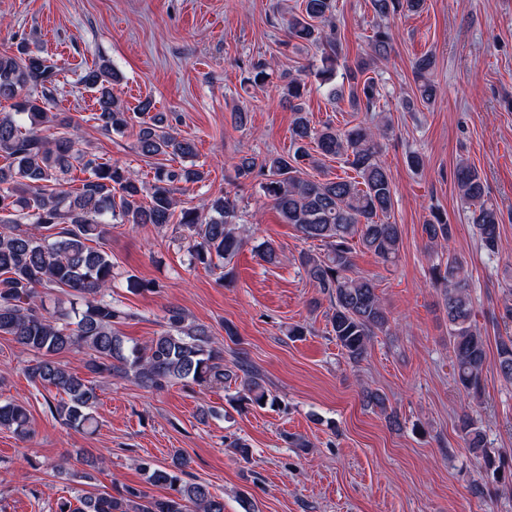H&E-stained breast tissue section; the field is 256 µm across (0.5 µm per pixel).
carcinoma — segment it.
<instances>
[{"instance_id":"1","label":"carcinoma","mask_w":512,"mask_h":512,"mask_svg":"<svg viewBox=\"0 0 512 512\" xmlns=\"http://www.w3.org/2000/svg\"><path fill=\"white\" fill-rule=\"evenodd\" d=\"M426 0H370L379 19L368 36L370 58L354 66L342 62V44L334 23L336 0H301L299 12L285 22L284 44L295 42L320 52V65L312 69L331 103L347 101L359 112H372L385 97V83L365 73L385 60L393 48V33L384 21L424 9ZM436 59L431 53L416 58V96L402 107L435 101L439 87L432 78ZM270 66L253 59L244 82L262 88ZM58 71L49 59L21 48L0 52V101H13V112L0 113V333L12 337L23 353L37 355L26 367L30 381L58 398L46 400L50 414L63 424L82 430L97 427V396L91 381L59 361L67 354L82 356L86 374L130 378L144 388L162 391L174 384L222 388L240 381L233 400L258 407L276 403L258 371L245 358L224 363V351L213 346L207 327L189 323L181 309L166 312L163 330L144 344L120 335L117 324L128 314L112 300V259L99 242L116 224H177L187 232L191 262L215 267L232 258L242 240L239 198L230 190L197 206H179L175 192L206 178L194 161L193 141L181 135L162 112L152 113L145 98L130 112L114 91L117 75L105 62L87 68L80 83L96 93L91 119L106 132L122 133L138 122L134 151L143 157L180 158L175 168L158 163L154 168L149 202L142 201L143 183L128 168L78 147L79 125L58 113L46 111L57 91ZM285 96L293 120L287 154L258 160L242 154L234 164L235 179H258L260 188L282 221L294 225L306 239L322 243L323 252L303 251L295 258L298 270L329 302L330 333L346 358L360 362L373 338L389 333L386 308L375 282L353 271L355 245L383 263L398 256L400 226L390 221L395 188L391 171L379 160L380 140L391 125L382 115L350 128L326 122L316 128L304 109L307 82L301 75L286 76ZM316 152H311L310 145ZM344 162L355 176L312 180L307 168L318 166L315 154ZM78 169L86 174L78 187L59 188L64 176ZM454 184L461 200L471 207L469 220L480 251L488 258L501 247V211L485 199L479 171L460 161ZM426 248L432 252L451 241L455 225L448 216L430 210L422 227ZM97 246H92V243ZM431 279L440 290L448 318V343L452 348L457 385L466 393H481L488 367L487 341L474 321V304L464 261L450 254L432 265ZM60 289L72 296L69 305L45 307L38 288ZM495 367L512 384V336L497 340ZM363 401L387 414L389 426L398 427L397 415L387 412L386 397L362 391ZM0 428L21 439L31 437L29 410L14 401H0ZM458 432L465 447L502 485L512 484V466L492 454L487 436L476 418L464 414ZM180 454L169 466L142 462L147 482L169 490L154 497L126 487L118 495L76 496L79 506L61 498L55 512H224V497L188 472Z\"/></svg>"}]
</instances>
